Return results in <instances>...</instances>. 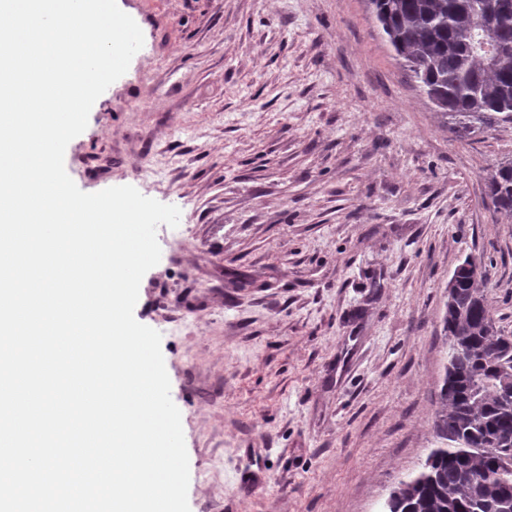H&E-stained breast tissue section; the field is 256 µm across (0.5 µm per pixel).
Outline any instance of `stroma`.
<instances>
[{"label":"stroma","mask_w":512,"mask_h":512,"mask_svg":"<svg viewBox=\"0 0 512 512\" xmlns=\"http://www.w3.org/2000/svg\"><path fill=\"white\" fill-rule=\"evenodd\" d=\"M144 45L65 169L177 206L136 320L162 335L190 512H382L435 444L448 282L512 336V123L459 136L367 0H117ZM485 195L498 212L512 216V161L498 165L487 175Z\"/></svg>","instance_id":"35a3bbf8"}]
</instances>
